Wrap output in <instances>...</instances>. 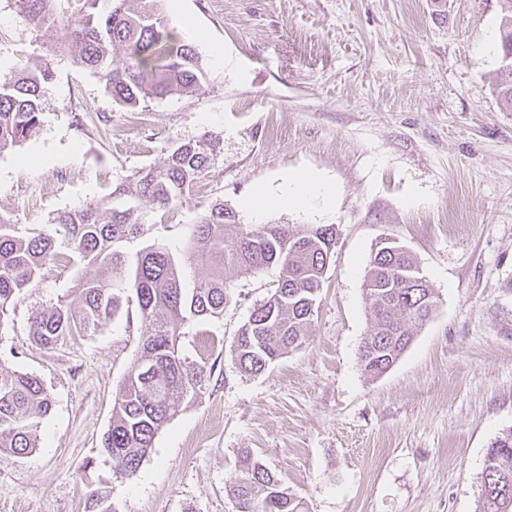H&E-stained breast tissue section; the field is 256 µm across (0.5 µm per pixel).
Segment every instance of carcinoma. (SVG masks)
<instances>
[{"label":"carcinoma","mask_w":512,"mask_h":512,"mask_svg":"<svg viewBox=\"0 0 512 512\" xmlns=\"http://www.w3.org/2000/svg\"><path fill=\"white\" fill-rule=\"evenodd\" d=\"M54 0H12L15 12L47 36L56 27ZM84 0V10L66 19L76 63L96 75L117 104L134 109L146 99L193 93L204 80L194 46L162 13L161 0ZM499 97L512 112V0H503ZM53 47L11 70L0 71V153L13 150L41 126L43 89L54 76ZM224 153L212 134L174 145L162 164L141 169L101 200L62 211L54 223L63 241L45 231L25 235L0 211V330L15 302L40 271L58 257L63 243L77 262L93 269L58 303L29 318V334L54 349L77 336L104 332L122 299L134 293L146 335L140 356L116 391L112 423L102 448L115 472L136 474L157 434L198 394L206 367L188 361L179 348L185 324L224 311L233 279L276 265L279 279L252 311L233 347L241 369L259 373L309 335L311 302L318 299L336 244L332 224L294 232L284 224L237 227L235 212L215 202L202 209L182 253L152 236L145 203L165 212L190 197ZM237 227L230 234L228 229ZM202 266L211 276L186 284L187 270ZM373 321L359 360L377 378L390 370L411 343L414 330L436 309L434 290L413 255L397 243L372 255L364 283ZM51 407L40 380L0 363V456L36 448L40 419ZM512 486V431L488 449L475 512H503L497 493ZM241 512H305L304 503L259 461L246 455L230 489Z\"/></svg>","instance_id":"carcinoma-1"}]
</instances>
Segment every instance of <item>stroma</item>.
<instances>
[{"instance_id":"stroma-1","label":"stroma","mask_w":512,"mask_h":512,"mask_svg":"<svg viewBox=\"0 0 512 512\" xmlns=\"http://www.w3.org/2000/svg\"><path fill=\"white\" fill-rule=\"evenodd\" d=\"M189 18L205 79L195 93L112 101L57 27L39 132L0 153V210L21 233L107 196L173 144L215 133L224 155L152 235L183 250L202 206L238 223L258 188L292 172L336 190L332 207L273 209L267 224L336 227V247L303 348L241 372L233 339L279 277L235 279L221 316L181 330L183 356L209 376L158 434L134 477L102 449L113 396L145 335L123 301L97 336L44 349L29 317L57 303L85 267L46 265L0 330V362L39 377L51 409L38 446L0 458V512H84L98 489L112 512H233L243 454L275 473L307 512H475L492 443L512 430V112L497 92L500 0H162ZM224 47L218 64L213 45ZM43 40L0 0V69ZM416 257L437 296L395 366L359 362L371 323L365 269L381 239Z\"/></svg>"}]
</instances>
